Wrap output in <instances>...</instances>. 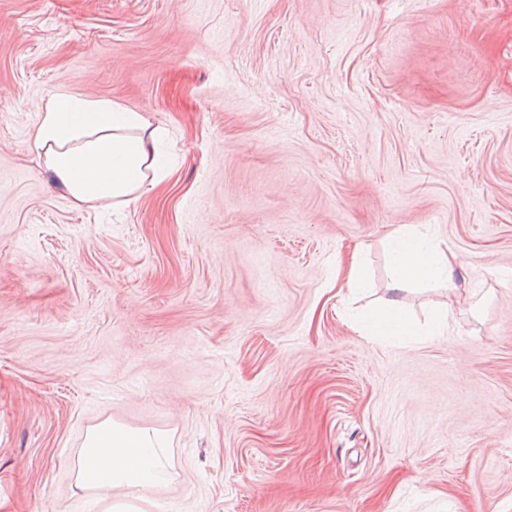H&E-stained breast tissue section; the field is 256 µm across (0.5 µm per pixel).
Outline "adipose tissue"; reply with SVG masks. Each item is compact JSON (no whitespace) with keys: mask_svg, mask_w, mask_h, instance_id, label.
Segmentation results:
<instances>
[{"mask_svg":"<svg viewBox=\"0 0 512 512\" xmlns=\"http://www.w3.org/2000/svg\"><path fill=\"white\" fill-rule=\"evenodd\" d=\"M164 130L109 100L87 101L63 90L44 103L31 134L43 163L72 199L126 206L168 176L157 152ZM396 289L412 283L449 288L458 259L427 227L397 230L390 244ZM163 434L104 421L91 428L76 461L78 477L94 474L102 493L167 480Z\"/></svg>","mask_w":512,"mask_h":512,"instance_id":"obj_1","label":"adipose tissue"}]
</instances>
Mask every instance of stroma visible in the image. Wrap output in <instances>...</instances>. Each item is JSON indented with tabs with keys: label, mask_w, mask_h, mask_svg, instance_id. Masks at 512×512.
<instances>
[{
	"label": "stroma",
	"mask_w": 512,
	"mask_h": 512,
	"mask_svg": "<svg viewBox=\"0 0 512 512\" xmlns=\"http://www.w3.org/2000/svg\"><path fill=\"white\" fill-rule=\"evenodd\" d=\"M61 86L171 176L76 204L30 150ZM404 224L452 290H391ZM392 298L417 335L350 322ZM106 419L170 440L138 512H512V0H0V512H102Z\"/></svg>",
	"instance_id": "obj_1"
}]
</instances>
